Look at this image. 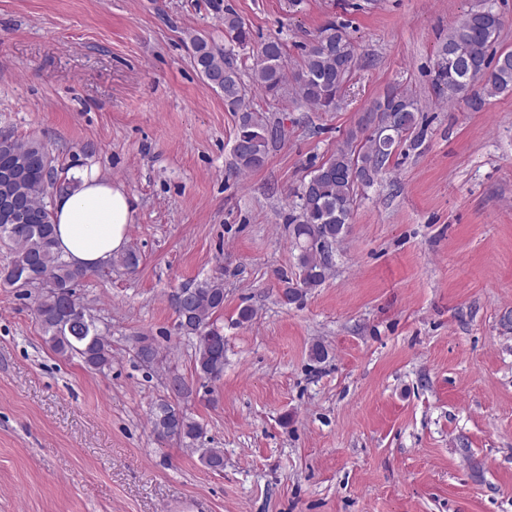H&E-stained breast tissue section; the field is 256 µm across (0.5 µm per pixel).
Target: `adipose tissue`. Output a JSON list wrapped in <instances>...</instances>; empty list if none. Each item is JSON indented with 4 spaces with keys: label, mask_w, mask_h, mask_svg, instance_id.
<instances>
[{
    "label": "adipose tissue",
    "mask_w": 512,
    "mask_h": 512,
    "mask_svg": "<svg viewBox=\"0 0 512 512\" xmlns=\"http://www.w3.org/2000/svg\"><path fill=\"white\" fill-rule=\"evenodd\" d=\"M74 191L53 205L58 248L71 263L95 268L126 250L133 209L122 185L95 168L81 170Z\"/></svg>",
    "instance_id": "1"
}]
</instances>
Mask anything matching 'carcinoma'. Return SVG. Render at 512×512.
I'll return each instance as SVG.
<instances>
[{"instance_id": "carcinoma-1", "label": "carcinoma", "mask_w": 512, "mask_h": 512, "mask_svg": "<svg viewBox=\"0 0 512 512\" xmlns=\"http://www.w3.org/2000/svg\"><path fill=\"white\" fill-rule=\"evenodd\" d=\"M479 12L478 8L468 11L448 31L445 48L461 62L440 64L436 81L450 100L468 94L477 81L482 82L483 93L488 96L512 92V51L502 52L495 59L488 55L489 48L498 41L501 22ZM224 34L228 41L242 47L250 39L244 22L233 12L224 15ZM190 45L194 66L204 83L222 92L224 107L238 116L234 142L251 143L247 152L232 149L235 169L243 172L261 168L269 147L285 136L283 126L253 108L247 85L226 50L199 34L190 36ZM355 63L354 43L342 28L328 25L312 42L293 76V85H288L285 47L278 37L263 43L253 57L250 78L255 88L273 99L290 94L302 105L329 112L336 108ZM369 111L387 118L399 112L406 132L416 127L417 100L405 88H395L394 98L388 101L383 96L376 99ZM368 123L365 118L350 130L336 151L310 172L297 193L296 213L288 217V229L298 250V275L293 280L283 278L281 301L285 304L296 302L305 290L323 283L330 260L323 254L321 243L333 244L343 238L358 192L372 186L386 171L402 142L399 138L389 147L375 145L366 136ZM43 149L38 140L20 142L6 134L0 140V161L7 156L30 158ZM55 184L54 174L44 175L38 163L31 164L27 177L20 182L0 179V195L21 196L27 209L12 222V232L0 233V242L12 254L10 263L0 269V279L14 269L32 278L48 274L51 283L42 290L35 309L46 343L55 353L78 356L89 369L102 372L112 366L111 342L98 333L86 309L65 318L64 303L74 295L75 286L88 270L70 264L57 249L51 209ZM223 310L224 283L219 279L199 282L188 288L184 297L175 299L178 330L192 339L194 370L205 380H218L224 373V332L217 325ZM150 423L161 439L194 441L203 433L199 422L169 401L157 405ZM201 460L212 471L224 469V453L219 448L203 449Z\"/></svg>"}]
</instances>
